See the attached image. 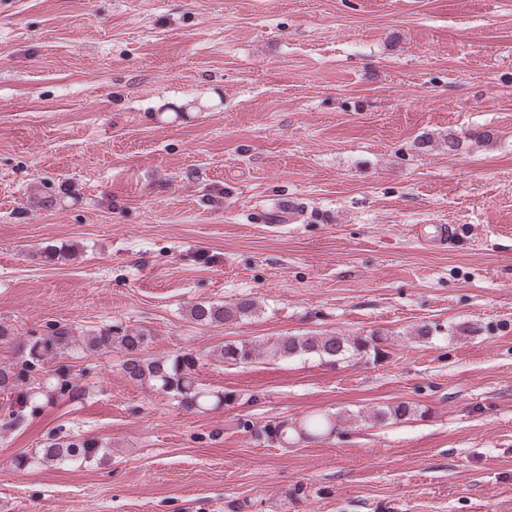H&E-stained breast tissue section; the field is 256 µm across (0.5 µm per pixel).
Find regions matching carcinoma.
I'll return each mask as SVG.
<instances>
[{"mask_svg":"<svg viewBox=\"0 0 512 512\" xmlns=\"http://www.w3.org/2000/svg\"><path fill=\"white\" fill-rule=\"evenodd\" d=\"M255 312L257 306L250 298L239 299L228 306L198 301L190 306L188 317L197 325L212 326L246 319ZM149 341L145 330L122 324L105 325L77 336L67 324L49 323L40 333L20 337L11 326L0 323V343L17 346L16 360L0 367V392L16 396L15 404L5 410L3 426L20 427L45 408L63 399H73L79 392L74 359L81 354L91 357L120 353V370L128 381L173 401L186 412L229 406L238 400L234 391H215L199 382L198 368L202 364L199 353L181 350L167 357L151 358L145 355ZM371 350L377 351L375 339L363 336L284 335L272 337L261 346L247 339L228 342L220 348L218 357L230 365L250 364L259 357L278 361L299 356H314L335 363L360 359ZM415 413V407L400 402L375 412L373 421H405ZM239 426L252 432L258 440L284 448L301 440L326 438L337 433L336 416L329 413L307 415L298 421H271L260 428L251 427L248 421ZM105 448L106 445L95 437L50 431L33 454L17 458V465L81 466L96 460Z\"/></svg>","mask_w":512,"mask_h":512,"instance_id":"cac0c4a2","label":"carcinoma"}]
</instances>
